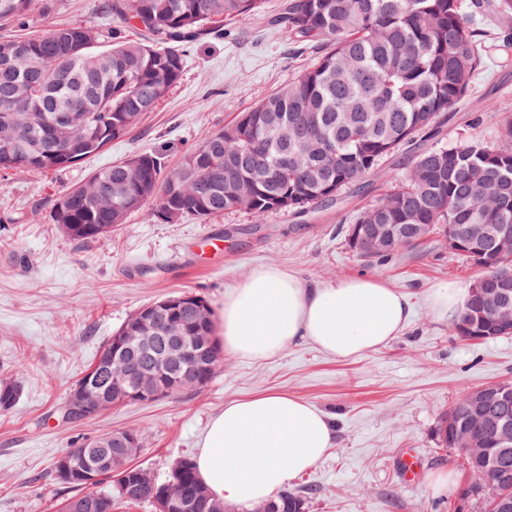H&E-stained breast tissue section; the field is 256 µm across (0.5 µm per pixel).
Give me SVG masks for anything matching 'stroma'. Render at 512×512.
Listing matches in <instances>:
<instances>
[{"label": "stroma", "instance_id": "35a3bbf8", "mask_svg": "<svg viewBox=\"0 0 512 512\" xmlns=\"http://www.w3.org/2000/svg\"><path fill=\"white\" fill-rule=\"evenodd\" d=\"M100 2L55 0L53 14H32L27 29L108 27ZM313 60L310 52L293 54L287 34L272 37L241 21L226 37L191 46L182 82L105 151L64 172H0V378L21 388L17 404L0 412V512H58L64 492L51 476L53 450L107 431H139L137 464L165 478L177 460L194 457L210 418L226 402L271 390L308 400L336 425L335 447L289 485L313 488L307 512H480V502L461 496L473 474L455 451L439 446L435 430L465 389L512 381V337L459 338L451 320L436 318L425 302L431 288L470 285L480 269L438 237L377 265L349 247L340 230L388 187L405 182L420 151L498 138L501 118L512 113V15L497 18L469 97L444 117L438 135L400 147L307 216L259 219L229 211L207 221L160 224L140 214L84 245L51 220V203L63 188L143 151H160L176 164L253 107L260 92L287 84ZM216 234L224 238L217 259L201 243ZM269 265L306 281L381 277L409 293L413 316L402 336L355 359L339 360L304 342L264 361L228 353L203 388L115 406L73 424L57 420L70 386L130 314L180 291L199 293L221 310L227 288ZM406 448L419 461L413 483L399 469Z\"/></svg>", "mask_w": 512, "mask_h": 512}]
</instances>
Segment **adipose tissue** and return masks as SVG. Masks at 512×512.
Wrapping results in <instances>:
<instances>
[{"label":"adipose tissue","instance_id":"1","mask_svg":"<svg viewBox=\"0 0 512 512\" xmlns=\"http://www.w3.org/2000/svg\"><path fill=\"white\" fill-rule=\"evenodd\" d=\"M407 292L378 277L304 282L278 266H262L224 293L218 332L225 351L266 360L305 341L339 359L373 351L401 336ZM336 443L332 420L285 391L225 403L210 420L194 458L211 494L240 507L275 499Z\"/></svg>","mask_w":512,"mask_h":512}]
</instances>
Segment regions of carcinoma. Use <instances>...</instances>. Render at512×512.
I'll return each mask as SVG.
<instances>
[{
	"instance_id": "cac0c4a2",
	"label": "carcinoma",
	"mask_w": 512,
	"mask_h": 512,
	"mask_svg": "<svg viewBox=\"0 0 512 512\" xmlns=\"http://www.w3.org/2000/svg\"><path fill=\"white\" fill-rule=\"evenodd\" d=\"M53 0H0V29L26 23L35 10L46 15ZM485 15L512 14V0H475ZM111 33L81 23L54 26L43 35L0 36V170L42 174L71 169L104 151L154 111L186 70V51L202 36L220 38L227 27L259 19L264 0H103ZM276 22L302 45H317V60L293 81L269 93L232 124L188 150L174 168L159 153L140 152L106 166L64 191L70 204L53 205L52 221L72 240L88 243L109 235L140 212L172 224L185 217L206 221L226 211L256 217L304 214L356 184L400 144L434 129L467 95L482 63L487 30L468 21L460 0H283ZM135 29L137 41L126 36ZM67 112L64 129L55 115ZM245 180L249 200L240 205L227 194L225 167ZM412 178L391 187L365 208L356 224H381L389 242L383 252L363 257L383 263L416 248L428 237L443 239L452 253L482 269L490 285L512 280V257L495 251L489 234L512 225V116L504 119L495 143L465 141L417 155ZM186 305L156 312L154 330L178 333L192 343L199 294L176 292ZM456 335L468 340L508 338L495 308L468 295L454 319ZM208 353L213 369L197 383L192 366H173L156 351L137 356L152 372L156 387L199 389L224 362L218 342ZM18 382L0 381V411L12 409ZM483 432L488 457L466 467L474 477L463 494L480 497L479 486L507 471L512 444L495 439V423L512 419V398L491 402ZM471 425L468 392L442 416L437 436L454 448L448 422ZM103 434L65 451L75 472L65 478L53 456L52 474L68 497L89 508L104 501L155 502L205 494L193 461L183 458L169 479L146 482L134 460L118 473L98 469L112 449ZM313 489L285 491L254 512H304Z\"/></svg>"
}]
</instances>
